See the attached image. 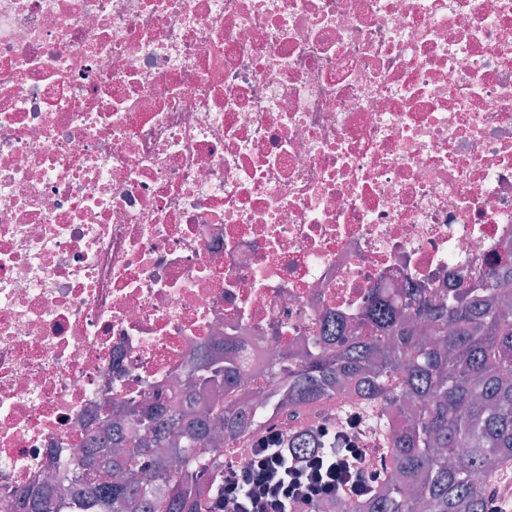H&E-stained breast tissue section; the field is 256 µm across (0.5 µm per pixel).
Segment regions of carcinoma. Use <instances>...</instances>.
<instances>
[{
	"mask_svg": "<svg viewBox=\"0 0 512 512\" xmlns=\"http://www.w3.org/2000/svg\"><path fill=\"white\" fill-rule=\"evenodd\" d=\"M403 298L374 293L354 334L329 319L312 341L284 351L266 377L268 405L239 395L243 377L228 356L194 363L189 387L222 385L224 403L195 409L176 394L104 418L74 493L99 512H198L203 478L224 469L219 455L199 461L214 427L224 426L226 447L249 448L285 423L283 447L295 459L331 453L336 443L302 415L345 387L355 396L349 410L372 411L365 432L391 449L386 480L357 512H484L474 475L489 482L512 460V255L446 301H422L410 284Z\"/></svg>",
	"mask_w": 512,
	"mask_h": 512,
	"instance_id": "carcinoma-1",
	"label": "carcinoma"
}]
</instances>
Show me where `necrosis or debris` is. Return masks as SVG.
Instances as JSON below:
<instances>
[{"label": "necrosis or debris", "instance_id": "4bbe7bcc", "mask_svg": "<svg viewBox=\"0 0 512 512\" xmlns=\"http://www.w3.org/2000/svg\"><path fill=\"white\" fill-rule=\"evenodd\" d=\"M512 253V0H0V512L229 340L255 376Z\"/></svg>", "mask_w": 512, "mask_h": 512}]
</instances>
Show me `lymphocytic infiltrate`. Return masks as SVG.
<instances>
[{"instance_id":"lymphocytic-infiltrate-1","label":"lymphocytic infiltrate","mask_w":512,"mask_h":512,"mask_svg":"<svg viewBox=\"0 0 512 512\" xmlns=\"http://www.w3.org/2000/svg\"><path fill=\"white\" fill-rule=\"evenodd\" d=\"M338 437L345 447L337 459L298 465L279 449L280 432H271L247 449L242 467L221 480L200 512H316L323 502L358 499L374 481L376 450L347 432Z\"/></svg>"}]
</instances>
